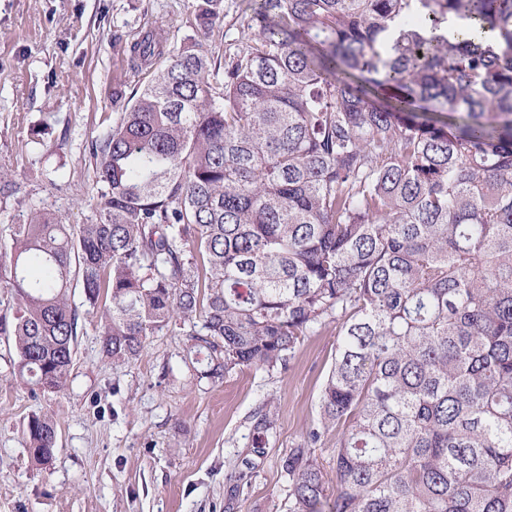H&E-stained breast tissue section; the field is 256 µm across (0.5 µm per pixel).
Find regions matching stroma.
Segmentation results:
<instances>
[{
    "label": "stroma",
    "mask_w": 512,
    "mask_h": 512,
    "mask_svg": "<svg viewBox=\"0 0 512 512\" xmlns=\"http://www.w3.org/2000/svg\"><path fill=\"white\" fill-rule=\"evenodd\" d=\"M191 0H0V168L35 205L86 221L96 193L89 145L133 83L129 43L155 20L179 47ZM336 328L304 337L285 366L197 381L184 332L150 337L138 361L102 357L86 320L66 388L35 393L11 373L0 335V512H288L281 459L317 425ZM271 406L263 455L253 416ZM51 415L58 449L47 466L25 448L31 413Z\"/></svg>",
    "instance_id": "obj_1"
}]
</instances>
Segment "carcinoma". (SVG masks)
<instances>
[{
    "label": "carcinoma",
    "instance_id": "cac0c4a2",
    "mask_svg": "<svg viewBox=\"0 0 512 512\" xmlns=\"http://www.w3.org/2000/svg\"><path fill=\"white\" fill-rule=\"evenodd\" d=\"M222 2L194 0L168 53L131 44L92 216L13 218L14 374L64 390L77 288L103 357L184 328L214 383L334 323L319 423L282 460L289 512H512V0H255L221 55ZM25 194L0 174V212ZM273 427L260 412L252 447ZM333 427L331 488L311 449ZM27 434L50 463L53 420Z\"/></svg>",
    "mask_w": 512,
    "mask_h": 512
}]
</instances>
